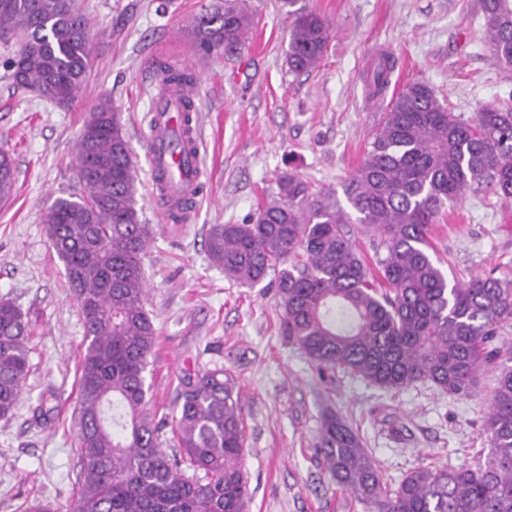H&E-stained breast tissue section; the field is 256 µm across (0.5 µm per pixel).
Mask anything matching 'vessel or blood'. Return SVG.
<instances>
[{"label": "vessel or blood", "instance_id": "1", "mask_svg": "<svg viewBox=\"0 0 512 512\" xmlns=\"http://www.w3.org/2000/svg\"><path fill=\"white\" fill-rule=\"evenodd\" d=\"M194 86L171 87L156 97L151 106L149 133L146 140L147 157L151 173H159L170 164H178L177 179L153 181L154 194L163 198L160 212L162 223H172L174 215H186L189 206L195 201L193 190L200 170L198 130L190 128L187 141L176 143L170 136L179 117L181 101L193 95Z\"/></svg>", "mask_w": 512, "mask_h": 512}]
</instances>
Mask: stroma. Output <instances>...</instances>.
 Listing matches in <instances>:
<instances>
[{"instance_id":"35a3bbf8","label":"stroma","mask_w":512,"mask_h":512,"mask_svg":"<svg viewBox=\"0 0 512 512\" xmlns=\"http://www.w3.org/2000/svg\"><path fill=\"white\" fill-rule=\"evenodd\" d=\"M74 4L89 21L92 63L73 104L16 86L7 61L17 44L0 40V149L16 168L13 194L0 203V299L35 322L30 371L13 414L0 419V512H26L36 499L68 512L78 490L84 328L45 223L57 198L83 192L76 144L103 98L122 114L136 207L153 229L144 259V302L158 332L145 372L149 409L171 417L185 373L221 367L234 376L246 425L247 512H370L333 479L314 446L329 410L359 432L389 484L422 465H483L494 372L482 373L465 394L425 384L386 392L342 376L324 384L281 336L283 311L270 281L238 285L205 248L212 225L238 224L256 212L276 193L282 172L297 174L311 197L341 193L391 99L410 83H429L466 121L485 105L512 107V68L488 47L478 0H299L332 27L319 67L301 75L286 63L291 20L278 0H248L255 26L245 48L204 60L187 31L224 0ZM380 49L395 67L375 97L367 75ZM161 50L171 62H190L198 76L203 186L182 224L161 223L146 157ZM431 243L449 282L488 273L512 280V199L472 186L438 217ZM49 392L60 412L47 426L35 409Z\"/></svg>"}]
</instances>
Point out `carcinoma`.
I'll list each match as a JSON object with an SVG mask.
<instances>
[{
  "instance_id": "obj_1",
  "label": "carcinoma",
  "mask_w": 512,
  "mask_h": 512,
  "mask_svg": "<svg viewBox=\"0 0 512 512\" xmlns=\"http://www.w3.org/2000/svg\"><path fill=\"white\" fill-rule=\"evenodd\" d=\"M292 17L287 63L316 69L332 30L320 14L280 0ZM494 56L512 66V0H479ZM253 15L229 3L205 11L188 31L200 57L233 56L245 46ZM86 17L71 0H0V39H17L13 81L58 104L71 103L88 71ZM393 61L378 60L380 93ZM162 85L191 82L158 63ZM77 166L85 194L58 199L45 232L62 263L84 325L78 368L79 448L84 469L69 512H245L242 400L222 368L182 378L171 431L175 456L161 448L144 372L157 343L146 310L142 260L151 231L134 200V165L121 113L100 101L84 122ZM14 162L0 151V202L13 191ZM512 198V108L486 107L472 122L448 111L424 81L392 99L370 148L333 195L311 199L288 173L278 192L241 224H214L211 262L240 285L268 276L283 309L281 335L318 373L362 380L388 392L429 382L470 391L492 370L485 426L491 452L478 469L419 466L395 486L382 481L360 435L329 412L316 447L336 481L373 512H512V344L499 326L512 320V282L491 274L449 285L430 253V228L472 185ZM349 224L373 233L385 251L369 263ZM31 321L0 300V418L12 415L29 371ZM193 470L187 475L182 464Z\"/></svg>"
}]
</instances>
